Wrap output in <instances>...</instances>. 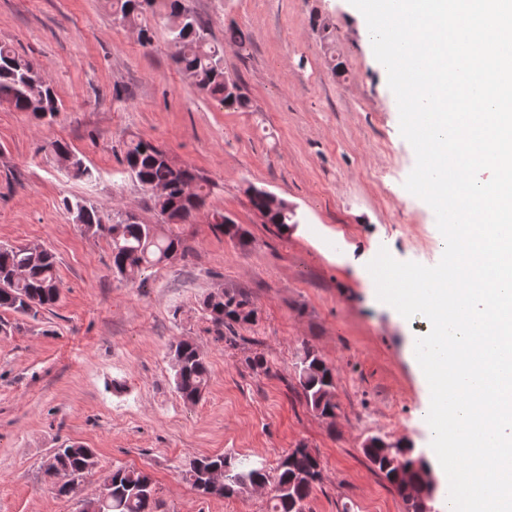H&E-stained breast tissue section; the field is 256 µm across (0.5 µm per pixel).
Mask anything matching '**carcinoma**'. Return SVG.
Here are the masks:
<instances>
[{
	"label": "carcinoma",
	"instance_id": "obj_1",
	"mask_svg": "<svg viewBox=\"0 0 512 512\" xmlns=\"http://www.w3.org/2000/svg\"><path fill=\"white\" fill-rule=\"evenodd\" d=\"M158 0H107L112 15L124 25L138 31L140 42L148 46L152 32L148 17L156 14ZM167 18L179 23L168 27L173 47L172 60L194 81L197 89L238 109L250 107L239 82L224 71V47L210 41L204 21L191 12L184 0H166ZM0 103L36 119L53 118L60 112L53 82L46 72L26 55L0 45ZM58 163L73 177L90 181L94 174L82 157L62 141L52 143ZM121 163L129 178L151 192L152 208L163 224H180L195 210L205 207L209 183L189 166H177L161 147L144 139L124 142ZM161 188L164 193L153 194ZM250 202L265 222L283 229L297 223L295 210L287 201L274 202L262 190L254 189ZM64 208L75 224L93 235L109 238L112 268L125 281L135 282L142 266L169 261L184 255L186 247L178 236L159 235L156 225L138 219L130 220L123 211L112 214L104 222L99 209L85 200H64ZM216 228L240 249L251 245V238L240 225L232 222L215 223ZM60 281L56 257L46 249L0 246V310L22 316L38 315L53 308L60 299ZM202 310L219 335L229 332V342H236L238 330L252 328L259 322V309L245 291L226 286L211 292L202 301ZM177 360L174 384L180 398L195 404L201 400L210 382L205 355L192 340L180 339L171 344ZM296 374L297 386L308 408L321 418H336V370L320 352L308 343L302 344ZM372 468L403 500L406 512H422L413 497L416 489L429 481V463L411 443H395L391 448L375 444L363 449ZM97 464L96 453L79 443H69L54 450L47 474L64 473L70 481L58 487V493L68 495L76 490L83 478ZM222 471L224 481L206 487V473ZM185 479L206 495L224 498L243 496L256 487L271 491L270 512H306V503L314 487L321 481V466L317 456L305 448H296L284 455L277 467L246 456L232 454L195 457L184 470ZM103 482L106 492L82 500L81 512H155L156 489L151 476L137 469L117 465Z\"/></svg>",
	"mask_w": 512,
	"mask_h": 512
}]
</instances>
